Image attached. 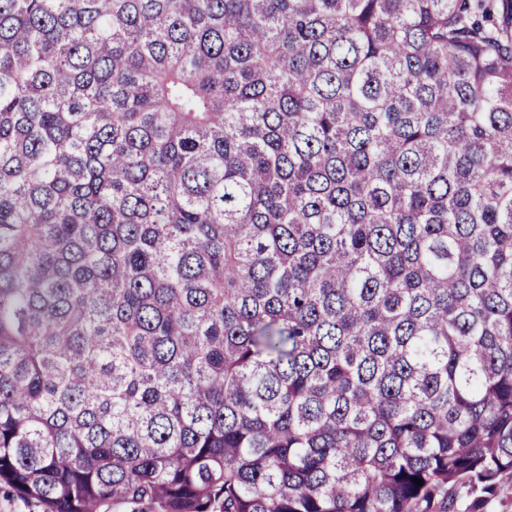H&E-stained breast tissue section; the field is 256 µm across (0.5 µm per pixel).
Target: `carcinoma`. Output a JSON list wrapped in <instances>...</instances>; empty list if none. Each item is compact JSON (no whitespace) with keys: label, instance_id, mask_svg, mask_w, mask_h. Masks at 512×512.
I'll return each instance as SVG.
<instances>
[{"label":"carcinoma","instance_id":"cac0c4a2","mask_svg":"<svg viewBox=\"0 0 512 512\" xmlns=\"http://www.w3.org/2000/svg\"><path fill=\"white\" fill-rule=\"evenodd\" d=\"M499 7L0 0V485L481 512L512 472Z\"/></svg>","mask_w":512,"mask_h":512}]
</instances>
